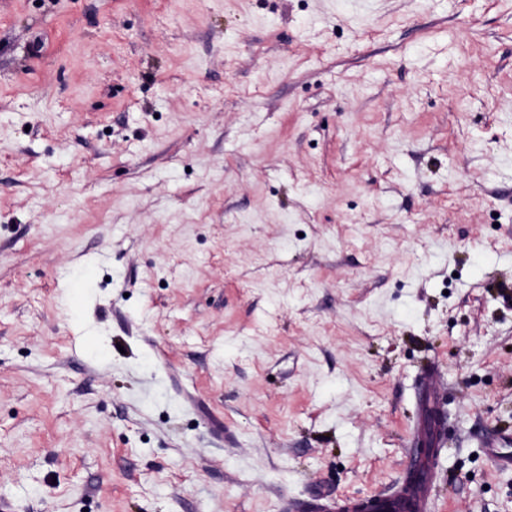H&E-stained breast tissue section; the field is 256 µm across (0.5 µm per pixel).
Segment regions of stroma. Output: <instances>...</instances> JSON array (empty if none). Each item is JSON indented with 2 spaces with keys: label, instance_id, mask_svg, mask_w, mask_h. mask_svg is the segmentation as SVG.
<instances>
[{
  "label": "stroma",
  "instance_id": "1",
  "mask_svg": "<svg viewBox=\"0 0 512 512\" xmlns=\"http://www.w3.org/2000/svg\"><path fill=\"white\" fill-rule=\"evenodd\" d=\"M512 512V0H0V506ZM417 477L407 480L402 489L392 497L373 499L382 512H431L432 494L436 475L434 469L417 463L413 469Z\"/></svg>",
  "mask_w": 512,
  "mask_h": 512
}]
</instances>
